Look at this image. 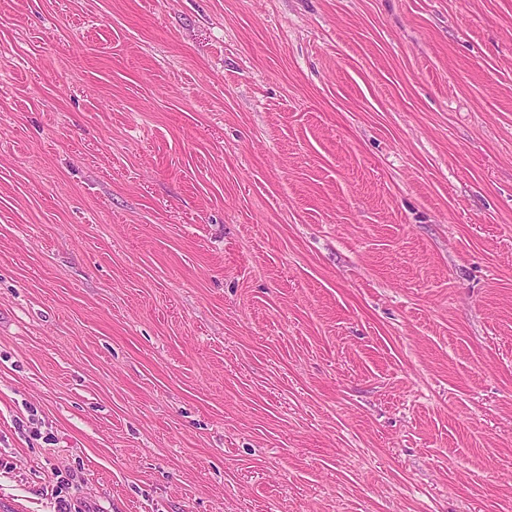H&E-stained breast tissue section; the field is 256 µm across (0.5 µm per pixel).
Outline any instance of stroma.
<instances>
[{
    "label": "stroma",
    "mask_w": 512,
    "mask_h": 512,
    "mask_svg": "<svg viewBox=\"0 0 512 512\" xmlns=\"http://www.w3.org/2000/svg\"><path fill=\"white\" fill-rule=\"evenodd\" d=\"M512 512V0H0V512Z\"/></svg>",
    "instance_id": "obj_1"
}]
</instances>
